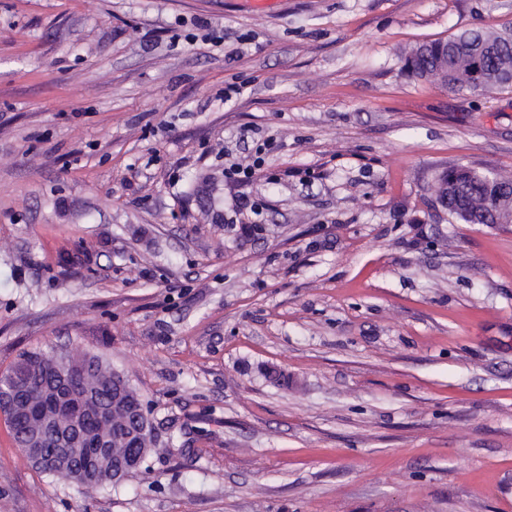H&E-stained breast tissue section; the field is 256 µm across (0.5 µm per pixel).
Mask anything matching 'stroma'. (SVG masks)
I'll list each match as a JSON object with an SVG mask.
<instances>
[{
	"label": "stroma",
	"instance_id": "35a3bbf8",
	"mask_svg": "<svg viewBox=\"0 0 512 512\" xmlns=\"http://www.w3.org/2000/svg\"><path fill=\"white\" fill-rule=\"evenodd\" d=\"M508 22L512 0H0V373L97 354L156 432L149 477L84 493L0 417V512H512V224L432 192L458 163L512 174V90L404 66Z\"/></svg>",
	"mask_w": 512,
	"mask_h": 512
}]
</instances>
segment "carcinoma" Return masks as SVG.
Listing matches in <instances>:
<instances>
[{
    "instance_id": "obj_1",
    "label": "carcinoma",
    "mask_w": 512,
    "mask_h": 512,
    "mask_svg": "<svg viewBox=\"0 0 512 512\" xmlns=\"http://www.w3.org/2000/svg\"><path fill=\"white\" fill-rule=\"evenodd\" d=\"M406 61L422 78L428 70L448 67L447 80L442 86L457 93L512 88V25L498 31L465 29L448 39L423 42L411 50ZM444 174L448 175V180L463 186V195L450 202L448 208L452 220L463 224L484 223L482 213L493 205L489 180L502 183L512 181L508 176L478 171L465 165L448 169ZM80 362L86 366V374L77 385L91 391L93 399L86 432L93 438L101 432L109 435L112 447L119 456L140 454L145 442L133 434L144 412L139 395L134 391L120 393L119 383L114 380V370L99 357L83 354ZM59 364V358H50L41 352L24 351L0 374V389H15L19 399L14 408L1 401L0 413L5 417L14 441L25 453L32 442L46 456L53 450L52 437L41 435V431L32 425L24 404H35L40 400V384L50 376L52 366ZM38 469L49 477L86 491L108 490L121 484L119 478H106L86 486L70 479L53 465L41 463Z\"/></svg>"
}]
</instances>
